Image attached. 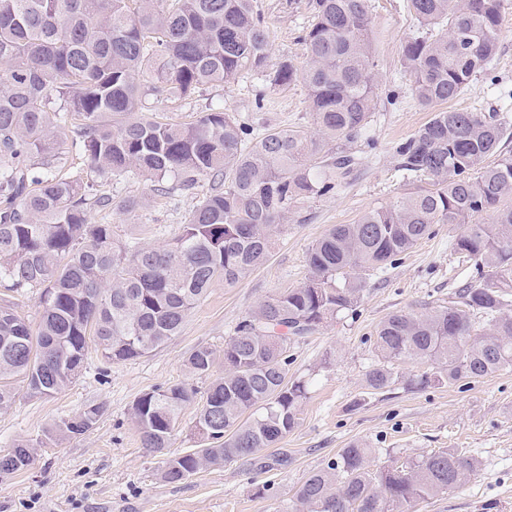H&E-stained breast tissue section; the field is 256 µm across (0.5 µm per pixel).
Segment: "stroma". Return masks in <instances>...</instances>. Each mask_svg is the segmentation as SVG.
I'll list each match as a JSON object with an SVG mask.
<instances>
[{
  "instance_id": "1",
  "label": "stroma",
  "mask_w": 512,
  "mask_h": 512,
  "mask_svg": "<svg viewBox=\"0 0 512 512\" xmlns=\"http://www.w3.org/2000/svg\"><path fill=\"white\" fill-rule=\"evenodd\" d=\"M311 0H254L271 34V61L303 67L300 38L311 21ZM374 60L380 85L371 121L354 147L361 164L336 194L293 208L266 264L240 281H217L189 314L181 332L145 356L114 363L90 346L73 382L50 397H33L14 380L15 401L0 410V453L21 439L37 441L32 463L0 478V512H289L308 472L362 441L375 448L373 468L402 464L455 448L477 462L457 488L416 505V512H512V369L470 384L422 388L424 367L408 360L391 388L374 392L365 373L377 360L374 329L392 313H420L447 302L469 274L452 250L460 226L439 224L397 264L370 279L355 311L339 314L314 335L291 343L289 378L309 382L296 427L275 447L208 467L176 484L163 481L164 459L143 448L132 405L143 393L183 382L206 389L210 377L187 370L200 345L223 352L238 324L262 300L303 284L307 253L334 224L414 190L397 169L396 143L416 133L430 113L411 96L400 70L401 50L419 25L406 0H370ZM493 79L477 78L453 101L456 109L512 113V0H504ZM224 106L255 127L311 128L302 83L273 86L242 72L235 82L205 87L182 103L184 114L206 104ZM115 198L133 197L131 213L96 212L119 241L146 246L171 241L190 198L158 197L150 183L132 178L114 185ZM103 406L85 433L54 443L47 434L61 419L89 405Z\"/></svg>"
}]
</instances>
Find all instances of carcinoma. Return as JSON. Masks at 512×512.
Segmentation results:
<instances>
[{
    "label": "carcinoma",
    "instance_id": "obj_1",
    "mask_svg": "<svg viewBox=\"0 0 512 512\" xmlns=\"http://www.w3.org/2000/svg\"><path fill=\"white\" fill-rule=\"evenodd\" d=\"M422 31L401 65L412 97L432 116L394 154L403 177L429 187L334 224L308 253L306 283L260 302L224 346V375L201 402L183 384L142 394L132 416L144 447L165 454L183 409L198 404L208 445L165 459L177 483L271 448L297 425L307 394L288 378V345L345 310L367 277L394 265L436 224H458L456 252L476 278L455 300L421 314L394 313L374 330L379 391L396 363L429 365L420 386L478 380L512 368V122L500 113L442 109L487 73L497 53L503 0H408ZM305 65L271 63V36L253 0H0V287L40 290L37 328L0 301V410L15 398L51 397L81 372L89 336L109 361L142 357L178 335L220 278L234 284L268 260L290 209L336 193L357 164L353 144L377 97L369 0H312ZM253 71L274 85L301 82L314 131L257 129L221 106L188 122L144 111L150 94L181 99ZM84 158L64 165L61 125ZM336 143V151L326 149ZM494 158L490 164L489 158ZM166 197H194L179 233L162 247L115 241L93 211L135 207L105 186L127 176ZM208 191L198 196L199 183ZM489 221H484L483 216ZM217 353L198 346L190 373L211 374ZM90 406L49 432H86ZM375 449L353 442L308 473L294 512H414L461 485L477 462L453 448L373 469Z\"/></svg>",
    "mask_w": 512,
    "mask_h": 512
}]
</instances>
